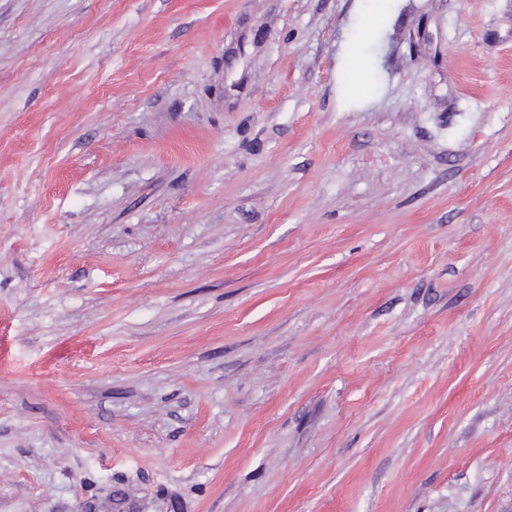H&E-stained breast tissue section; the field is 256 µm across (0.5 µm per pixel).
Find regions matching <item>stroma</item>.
<instances>
[{"instance_id":"1","label":"stroma","mask_w":512,"mask_h":512,"mask_svg":"<svg viewBox=\"0 0 512 512\" xmlns=\"http://www.w3.org/2000/svg\"><path fill=\"white\" fill-rule=\"evenodd\" d=\"M0 0V512H512V0Z\"/></svg>"}]
</instances>
